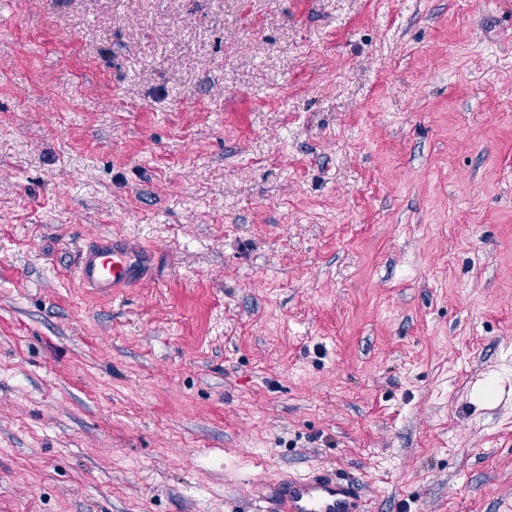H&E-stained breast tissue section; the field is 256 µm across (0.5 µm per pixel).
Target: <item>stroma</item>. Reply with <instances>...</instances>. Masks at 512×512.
<instances>
[{
	"mask_svg": "<svg viewBox=\"0 0 512 512\" xmlns=\"http://www.w3.org/2000/svg\"><path fill=\"white\" fill-rule=\"evenodd\" d=\"M323 469L512 512V0H0V512ZM146 258L145 253L118 245L112 238L98 237L79 252L74 272L83 287L109 294L139 281Z\"/></svg>",
	"mask_w": 512,
	"mask_h": 512,
	"instance_id": "obj_1",
	"label": "stroma"
}]
</instances>
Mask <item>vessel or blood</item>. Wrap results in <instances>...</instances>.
Returning <instances> with one entry per match:
<instances>
[{
	"label": "vessel or blood",
	"instance_id": "1",
	"mask_svg": "<svg viewBox=\"0 0 512 512\" xmlns=\"http://www.w3.org/2000/svg\"><path fill=\"white\" fill-rule=\"evenodd\" d=\"M145 262V253L99 237L79 252L75 276L83 287L109 294L139 281ZM266 497L268 512H369L358 481L327 472L282 477Z\"/></svg>",
	"mask_w": 512,
	"mask_h": 512
}]
</instances>
